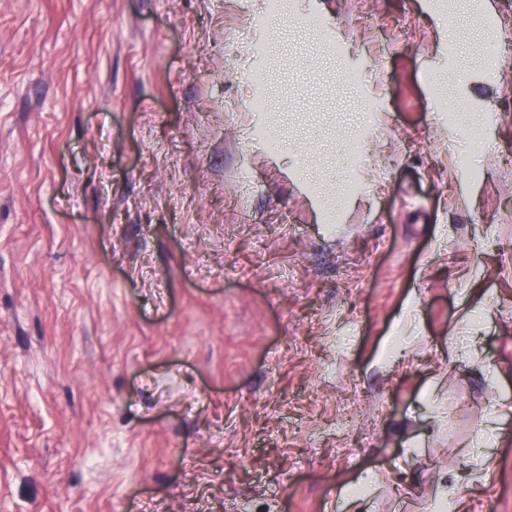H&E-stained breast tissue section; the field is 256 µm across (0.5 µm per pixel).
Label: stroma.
Wrapping results in <instances>:
<instances>
[{"mask_svg": "<svg viewBox=\"0 0 512 512\" xmlns=\"http://www.w3.org/2000/svg\"><path fill=\"white\" fill-rule=\"evenodd\" d=\"M265 12L0 0V512H512V0Z\"/></svg>", "mask_w": 512, "mask_h": 512, "instance_id": "obj_1", "label": "stroma"}]
</instances>
